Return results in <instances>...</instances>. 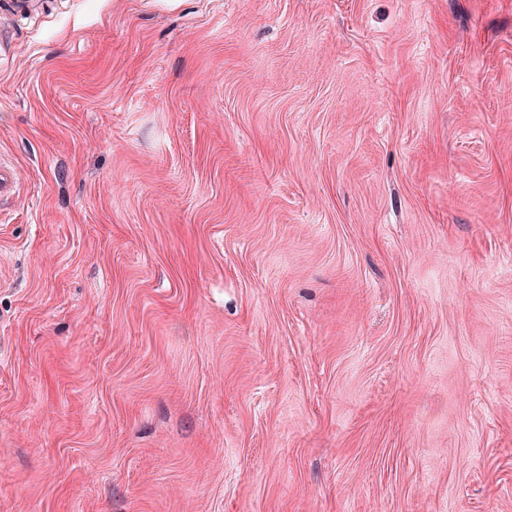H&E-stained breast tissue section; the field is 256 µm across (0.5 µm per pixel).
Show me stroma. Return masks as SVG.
I'll return each mask as SVG.
<instances>
[{
	"label": "stroma",
	"instance_id": "1",
	"mask_svg": "<svg viewBox=\"0 0 512 512\" xmlns=\"http://www.w3.org/2000/svg\"><path fill=\"white\" fill-rule=\"evenodd\" d=\"M0 512H512V0H0Z\"/></svg>",
	"mask_w": 512,
	"mask_h": 512
}]
</instances>
